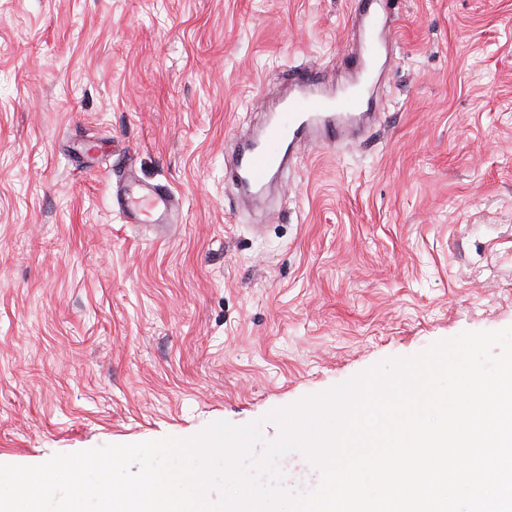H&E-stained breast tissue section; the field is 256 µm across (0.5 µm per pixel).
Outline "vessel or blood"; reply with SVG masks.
I'll return each mask as SVG.
<instances>
[{"instance_id": "vessel-or-blood-1", "label": "vessel or blood", "mask_w": 512, "mask_h": 512, "mask_svg": "<svg viewBox=\"0 0 512 512\" xmlns=\"http://www.w3.org/2000/svg\"><path fill=\"white\" fill-rule=\"evenodd\" d=\"M380 0H354L353 47L345 66L360 79L341 96L327 92L318 71L300 67L292 71L287 89L278 97L273 119L245 139L226 168L228 179L251 198L265 195L274 179L285 173L292 158L306 146L335 147L359 137L376 120L370 107L368 81L374 58L363 46L367 33H375L382 48L396 39L388 14L379 12ZM112 202L127 223L150 222L156 238L178 220L180 202L160 184L142 183L131 171L116 173Z\"/></svg>"}]
</instances>
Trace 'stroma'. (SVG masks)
<instances>
[{
  "label": "stroma",
  "mask_w": 512,
  "mask_h": 512,
  "mask_svg": "<svg viewBox=\"0 0 512 512\" xmlns=\"http://www.w3.org/2000/svg\"><path fill=\"white\" fill-rule=\"evenodd\" d=\"M353 0H0V464L266 416L512 326V0H392L361 141L235 208L224 155L289 67L335 85ZM182 200L125 224L106 176ZM282 487L319 470L298 452Z\"/></svg>",
  "instance_id": "1"
}]
</instances>
